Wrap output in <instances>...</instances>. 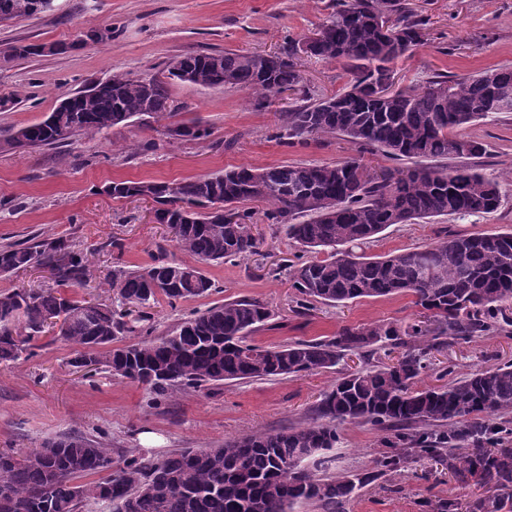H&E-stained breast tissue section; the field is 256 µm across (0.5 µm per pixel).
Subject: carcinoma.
I'll use <instances>...</instances> for the list:
<instances>
[{
    "instance_id": "obj_1",
    "label": "carcinoma",
    "mask_w": 512,
    "mask_h": 512,
    "mask_svg": "<svg viewBox=\"0 0 512 512\" xmlns=\"http://www.w3.org/2000/svg\"><path fill=\"white\" fill-rule=\"evenodd\" d=\"M36 0H0V21L36 17ZM427 20L404 0H338L307 43H287L274 55L241 51L187 53L166 73L132 78L114 74L60 101L43 120L8 128L0 138L12 149L54 146L77 135L94 136L131 119L172 118L177 80L208 89L244 91L258 108L302 76L303 54L341 61L351 76L345 91L297 105L280 115L279 137L306 144L342 136L362 152L408 160L400 170L366 169L360 160L240 166L181 182L118 180L114 198H149L159 223L201 264L256 251L251 212L264 201V217L286 226L288 237L316 254L292 273L301 309L360 298L410 293L423 319L344 326L330 338L278 346L253 343L272 319L261 302L236 298L195 310L165 334L152 336L146 308L163 297L173 306L215 288L203 269L166 260L112 269L111 303L74 300L51 288L0 292V364L34 355L48 320L57 336L82 348L73 366L103 371L147 386L160 396L206 384L273 380L336 367L348 355L367 361L346 371L321 394L310 421L276 432L235 437L213 448H183L163 458L131 455L113 464L95 436L62 435L23 455L0 450V512H80L83 503H109L112 512H294L319 504L343 512L356 490L431 458L456 480L494 483L505 496L479 499L474 512H501L512 503V364L476 369L437 387H417L428 356L449 340L497 331L512 336L503 304L512 300V232L449 233L421 248L368 256L357 253L393 224H418L444 215L496 211L499 182L474 165L448 168L438 160L478 159L483 142L459 130L499 112H512V67L462 80L431 77L421 89L380 99L374 89L392 82V64L424 45ZM4 60L41 55L38 44H12ZM164 134L204 141L197 120L175 121ZM43 269L58 286L77 287L89 276L84 254L64 240L35 237L0 246V274ZM125 336L139 340L123 344ZM398 351L395 362H370ZM370 423L385 452L372 472L337 476L322 470L323 452L336 446L345 424ZM103 477L78 482L97 474Z\"/></svg>"
}]
</instances>
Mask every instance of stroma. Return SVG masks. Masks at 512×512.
<instances>
[{"label": "stroma", "instance_id": "obj_1", "mask_svg": "<svg viewBox=\"0 0 512 512\" xmlns=\"http://www.w3.org/2000/svg\"><path fill=\"white\" fill-rule=\"evenodd\" d=\"M428 21V41L393 65L395 89L424 86L433 74L465 79L499 67H512V0H408ZM335 0H57L39 17L0 22V46L14 43L71 42L88 30H108L109 41L59 55L8 62L0 60V94L16 103L0 109V129L41 121L63 98L92 80L115 73L155 74L188 52L235 50L277 52L287 42L314 32L334 10ZM303 95L273 100L256 109L236 88L203 89L175 82L171 97L183 119L209 128L202 143L168 138L163 122L118 125L94 137L24 152L0 148V245L32 236L63 239L82 250L90 277L82 288L67 289L77 300L108 301L114 266H147L158 253L193 263L194 258L152 221V201L116 199L105 188L116 180L178 182L239 166L331 163L360 156L372 167L388 166L382 154H358L341 136L289 146L275 137L279 113L342 92L349 77L342 63L299 56ZM483 141L479 168L502 185L500 208L459 218L442 216L420 224H395L365 247L383 255L437 241L441 231L472 234L512 231V112L465 128ZM262 243L257 253L205 266L216 288L208 296L170 306L158 300L150 309L156 334L184 315L212 304L249 297L273 313L270 327L253 340L273 346L332 336L344 326L418 320L413 296L399 293L336 306L316 304L299 313L289 272L310 260V251L263 219L264 203L252 202ZM119 248H112V241ZM76 346L41 337L32 357L0 365V448L26 452L60 435L80 432L101 438L113 455L163 457L183 448H211L224 440L281 430L304 423L321 393L338 377L335 369L273 380L192 388L161 398L145 386L100 373L84 377L73 367ZM422 382L434 385L446 366L455 377L480 367L512 362V337L492 333L469 342L443 345L431 356ZM380 433L370 424L344 425L327 451L336 474L372 469ZM482 488L459 486L442 467L410 463L356 491L345 512H424L423 501L452 498L456 512H472Z\"/></svg>", "mask_w": 512, "mask_h": 512}]
</instances>
